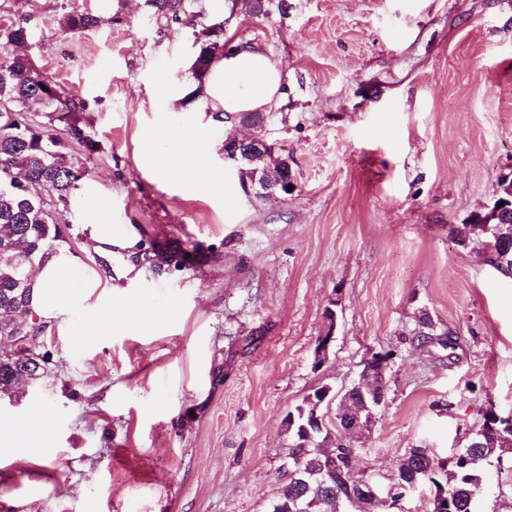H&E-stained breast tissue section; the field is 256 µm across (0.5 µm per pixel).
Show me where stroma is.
Returning a JSON list of instances; mask_svg holds the SVG:
<instances>
[{
	"label": "stroma",
	"instance_id": "35a3bbf8",
	"mask_svg": "<svg viewBox=\"0 0 512 512\" xmlns=\"http://www.w3.org/2000/svg\"><path fill=\"white\" fill-rule=\"evenodd\" d=\"M70 8L100 26L62 36ZM22 19L38 68L92 107L85 165L104 219L138 238L95 260L113 309L138 297L181 313L92 346L83 314L47 323L46 371L0 399V426L38 402L56 412L40 450L0 456V512H267L287 483L283 416L351 386L373 350L391 355L387 397L353 442L355 477L390 488L411 449L449 462L488 410L512 415V281L458 243L512 172V0H285L234 21L283 75L272 109L286 120L268 138L294 191L262 200L224 162L212 99L184 101L191 27L146 0H0V25ZM165 128L214 144L222 187L160 172L141 134ZM153 241L186 263L153 268ZM422 314L454 349L413 343ZM326 318L328 321L327 330L324 334V336H321L317 347L314 352V365L319 366L323 362L326 361V359L329 356V350L332 343L335 341V330H336V311L333 309H327L326 310Z\"/></svg>",
	"mask_w": 512,
	"mask_h": 512
}]
</instances>
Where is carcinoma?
Instances as JSON below:
<instances>
[{"label":"carcinoma","instance_id":"obj_1","mask_svg":"<svg viewBox=\"0 0 512 512\" xmlns=\"http://www.w3.org/2000/svg\"><path fill=\"white\" fill-rule=\"evenodd\" d=\"M147 4L168 23L201 27L193 43L191 69L198 81H204L224 56V31L239 15L238 0H230L228 16L213 23L207 21L197 0H147ZM243 4L246 14L258 18L282 10L284 0H243ZM101 22L92 11L73 9L63 13L57 24L61 34L79 36ZM27 37L29 29L20 21L0 26V113L15 114L10 124L0 121V314L19 323L28 321L30 269L68 242L74 192L88 175L81 156L99 147L93 125L85 116L88 102L37 69L28 54L16 51ZM244 122L257 137L267 136L265 113H247L238 120ZM237 173L241 185L254 190L266 181L291 177L288 158L263 153L248 155ZM485 235L484 248L496 257L502 273H512V211L493 220ZM170 257L181 259L183 255L166 244H154L145 252V260L154 265ZM418 325V345H434L439 336L429 316H419ZM40 375L42 366L37 360L1 354L0 396L11 394L20 379L37 380ZM509 439L512 416L488 411L454 468L448 486L452 512H474L475 502L488 490L483 463L498 460ZM321 466L319 456H305L301 463L304 476L288 485L286 494L272 505V512H353L343 508L347 496L343 483L336 479L319 482ZM407 468L433 469L428 449L413 453Z\"/></svg>","mask_w":512,"mask_h":512}]
</instances>
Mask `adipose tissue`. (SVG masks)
<instances>
[{"label": "adipose tissue", "mask_w": 512, "mask_h": 512, "mask_svg": "<svg viewBox=\"0 0 512 512\" xmlns=\"http://www.w3.org/2000/svg\"><path fill=\"white\" fill-rule=\"evenodd\" d=\"M211 76L205 91L229 119L243 112L266 111L279 95L281 71L257 46L231 49L215 65ZM212 149V144L203 140H190L182 134L165 131L157 140L155 163L164 172L196 179L208 188L217 183L207 164ZM76 195L85 207L83 229L88 250L110 256L115 250L135 247L136 238L129 227L102 220L91 181H82ZM112 288L111 279L104 277L96 267L82 261L68 248H58L48 261L36 265L33 271L29 316L48 322L82 311L87 319L79 333L93 335L99 311L110 305ZM52 413V406L44 404L27 416L24 428L1 429L0 449L30 447Z\"/></svg>", "instance_id": "obj_1"}]
</instances>
